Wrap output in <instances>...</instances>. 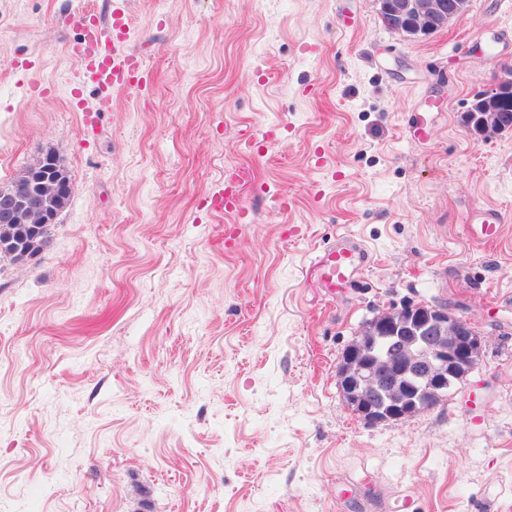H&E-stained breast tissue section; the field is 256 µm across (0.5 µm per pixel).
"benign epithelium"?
Instances as JSON below:
<instances>
[{
	"label": "benign epithelium",
	"mask_w": 512,
	"mask_h": 512,
	"mask_svg": "<svg viewBox=\"0 0 512 512\" xmlns=\"http://www.w3.org/2000/svg\"><path fill=\"white\" fill-rule=\"evenodd\" d=\"M447 14L444 0H403L399 11ZM482 340L446 304L416 303L382 311L348 345L337 386L368 424L404 421L433 407L470 373Z\"/></svg>",
	"instance_id": "obj_1"
}]
</instances>
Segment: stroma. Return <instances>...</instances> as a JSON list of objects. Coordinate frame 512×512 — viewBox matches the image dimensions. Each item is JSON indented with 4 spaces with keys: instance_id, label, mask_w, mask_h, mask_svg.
Returning <instances> with one entry per match:
<instances>
[{
    "instance_id": "obj_1",
    "label": "stroma",
    "mask_w": 512,
    "mask_h": 512,
    "mask_svg": "<svg viewBox=\"0 0 512 512\" xmlns=\"http://www.w3.org/2000/svg\"><path fill=\"white\" fill-rule=\"evenodd\" d=\"M113 3L0 0V188L48 152L71 182L45 249L0 260V512H512V130L464 123L512 78V0L418 37L380 0H124L147 82L88 129L67 48ZM342 236L372 262L331 295ZM420 302L479 361L367 424L342 354Z\"/></svg>"
}]
</instances>
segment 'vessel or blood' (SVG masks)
Returning a JSON list of instances; mask_svg holds the SVG:
<instances>
[{
  "instance_id": "vessel-or-blood-1",
  "label": "vessel or blood",
  "mask_w": 512,
  "mask_h": 512,
  "mask_svg": "<svg viewBox=\"0 0 512 512\" xmlns=\"http://www.w3.org/2000/svg\"><path fill=\"white\" fill-rule=\"evenodd\" d=\"M79 41L68 48L77 65V81L93 84L100 92L111 94L113 88L140 83L142 74L135 55L117 57L116 48L125 38L128 17L124 8L112 10L108 21L82 13ZM371 257L365 248L339 242L317 258L324 288L336 291L347 287L360 270L368 266Z\"/></svg>"
}]
</instances>
